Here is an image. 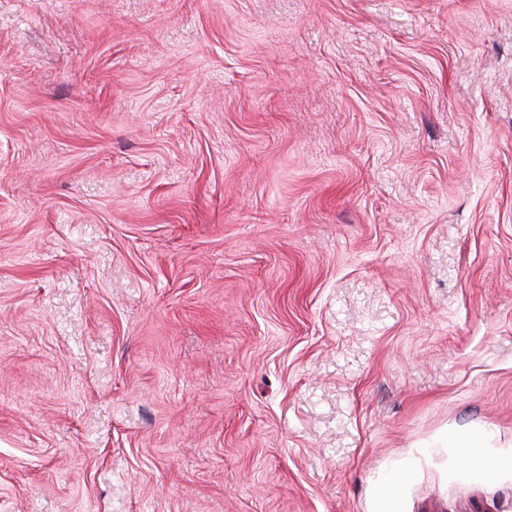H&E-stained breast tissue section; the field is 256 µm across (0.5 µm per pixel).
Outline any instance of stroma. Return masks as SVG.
<instances>
[{
    "label": "stroma",
    "instance_id": "stroma-1",
    "mask_svg": "<svg viewBox=\"0 0 512 512\" xmlns=\"http://www.w3.org/2000/svg\"><path fill=\"white\" fill-rule=\"evenodd\" d=\"M510 454L512 0H0V512H512Z\"/></svg>",
    "mask_w": 512,
    "mask_h": 512
}]
</instances>
